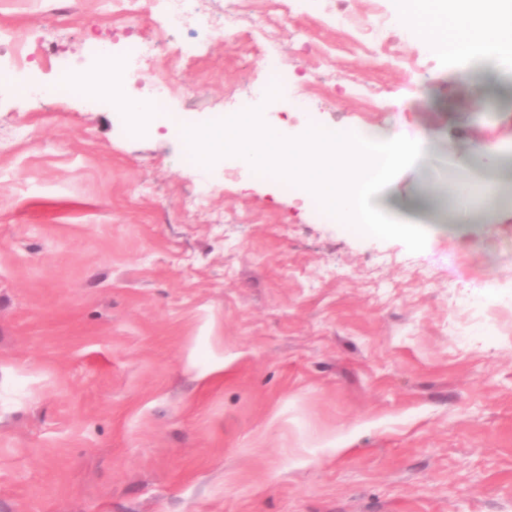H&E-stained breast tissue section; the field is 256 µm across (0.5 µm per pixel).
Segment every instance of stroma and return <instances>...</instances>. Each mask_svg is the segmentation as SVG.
<instances>
[{"label":"stroma","instance_id":"1","mask_svg":"<svg viewBox=\"0 0 512 512\" xmlns=\"http://www.w3.org/2000/svg\"><path fill=\"white\" fill-rule=\"evenodd\" d=\"M238 41L155 50L171 112L261 104L428 148L374 204L426 248L353 233L234 161L201 169L110 102L0 87V512H512V76L461 72L390 24L397 0H199ZM0 0L41 87L158 9ZM491 145L494 157L476 148ZM454 201H464L473 206H492L497 199V189L491 185H474L466 178L453 183Z\"/></svg>","mask_w":512,"mask_h":512}]
</instances>
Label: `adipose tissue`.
I'll list each match as a JSON object with an SVG mask.
<instances>
[{"mask_svg":"<svg viewBox=\"0 0 512 512\" xmlns=\"http://www.w3.org/2000/svg\"><path fill=\"white\" fill-rule=\"evenodd\" d=\"M393 22L429 55L512 73V0H400Z\"/></svg>","mask_w":512,"mask_h":512,"instance_id":"obj_1","label":"adipose tissue"}]
</instances>
